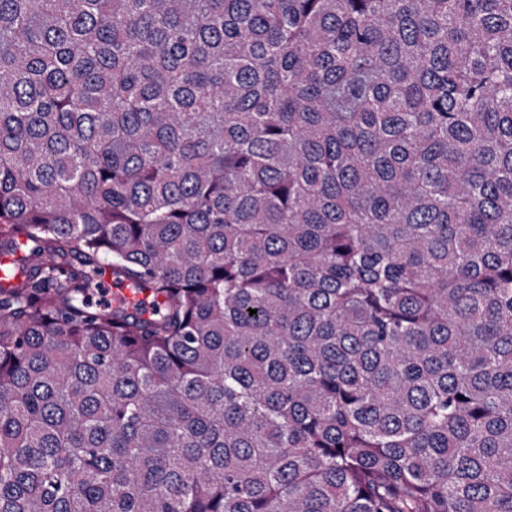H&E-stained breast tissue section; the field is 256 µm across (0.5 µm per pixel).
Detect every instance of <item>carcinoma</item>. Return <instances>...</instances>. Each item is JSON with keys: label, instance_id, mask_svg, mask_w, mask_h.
<instances>
[{"label": "carcinoma", "instance_id": "1", "mask_svg": "<svg viewBox=\"0 0 512 512\" xmlns=\"http://www.w3.org/2000/svg\"><path fill=\"white\" fill-rule=\"evenodd\" d=\"M14 245L0 512H512V0H0ZM112 282V306L124 304L129 311L133 312L135 308L141 306H149L148 297L143 292H134L131 288H127L126 284L119 281L115 277Z\"/></svg>", "mask_w": 512, "mask_h": 512}]
</instances>
